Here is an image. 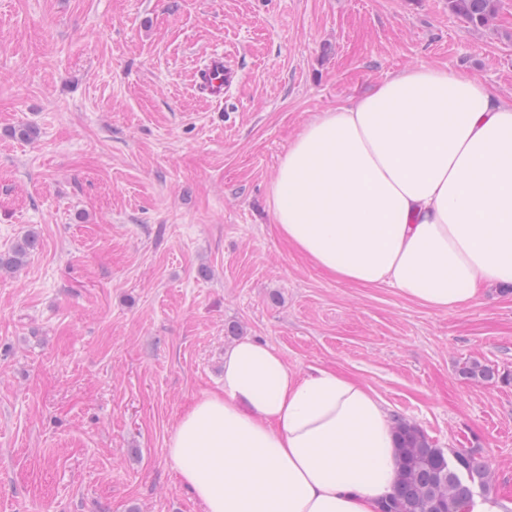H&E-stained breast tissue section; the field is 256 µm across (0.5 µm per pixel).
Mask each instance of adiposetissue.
Masks as SVG:
<instances>
[{
    "instance_id": "ef3b65f1",
    "label": "adipose tissue",
    "mask_w": 512,
    "mask_h": 512,
    "mask_svg": "<svg viewBox=\"0 0 512 512\" xmlns=\"http://www.w3.org/2000/svg\"><path fill=\"white\" fill-rule=\"evenodd\" d=\"M279 234L337 280L439 311L512 287V99L438 66L396 71L303 127L270 188ZM206 512H379L398 481L385 402L244 338L168 441Z\"/></svg>"
}]
</instances>
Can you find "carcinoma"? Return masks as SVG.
Here are the masks:
<instances>
[{
    "mask_svg": "<svg viewBox=\"0 0 512 512\" xmlns=\"http://www.w3.org/2000/svg\"><path fill=\"white\" fill-rule=\"evenodd\" d=\"M448 9L481 27L495 15L496 0H448ZM37 243V236L31 232L1 251L0 272L21 268ZM460 375L479 382L495 379L498 372L473 360L462 367ZM397 434L399 480L380 512H461L473 495L474 484H488V472L478 458V449L456 453L458 463L452 464L424 431L402 418L397 421Z\"/></svg>",
    "mask_w": 512,
    "mask_h": 512,
    "instance_id": "carcinoma-1",
    "label": "carcinoma"
}]
</instances>
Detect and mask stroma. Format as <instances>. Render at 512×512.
<instances>
[{"label":"stroma","instance_id":"1","mask_svg":"<svg viewBox=\"0 0 512 512\" xmlns=\"http://www.w3.org/2000/svg\"><path fill=\"white\" fill-rule=\"evenodd\" d=\"M236 73L223 102L208 57ZM512 98V0H0V512H205L166 442L249 336L351 375L512 502V290L452 312L331 277L269 185L317 114L403 68ZM29 125L34 140L15 131ZM480 360L500 377L459 375ZM497 0H448V9L475 26H485L495 15ZM234 74L224 65L223 54H211L207 63L197 72V86L215 101H222ZM38 243L34 233H27L16 240L7 250L0 252V272H14L21 268Z\"/></svg>","mask_w":512,"mask_h":512}]
</instances>
